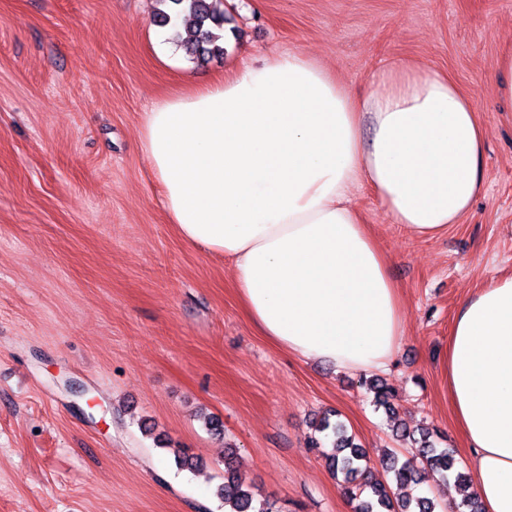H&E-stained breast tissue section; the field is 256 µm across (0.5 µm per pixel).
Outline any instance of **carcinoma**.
I'll use <instances>...</instances> for the list:
<instances>
[{
  "label": "carcinoma",
  "mask_w": 512,
  "mask_h": 512,
  "mask_svg": "<svg viewBox=\"0 0 512 512\" xmlns=\"http://www.w3.org/2000/svg\"><path fill=\"white\" fill-rule=\"evenodd\" d=\"M164 9L158 11L155 23L171 32L172 40L183 48L189 60L205 63L213 58L224 56L225 25L229 18L218 9L215 0H159ZM360 385L373 393V403L395 415L390 404L394 396L392 388L376 376H362ZM315 432L332 437L331 451L322 452L328 467L341 477L339 485L342 493L357 502L356 512H436L439 503L427 496L413 499L393 498L392 486L416 485L421 473L432 472L443 481L453 479L461 496V506L469 512H481V506L474 493L469 476L458 467L455 451L439 448L433 433L423 429L416 440V454L404 460L386 448L379 455L378 465L386 474V479L376 478L375 466L356 442L355 436L348 433L340 422H331L324 416L312 422ZM234 453L224 457V483L219 486L217 495L224 502V512H273L266 503L255 505L250 485L242 478L233 465Z\"/></svg>",
  "instance_id": "cac0c4a2"
}]
</instances>
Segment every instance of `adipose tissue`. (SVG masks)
I'll return each instance as SVG.
<instances>
[{
    "instance_id": "1",
    "label": "adipose tissue",
    "mask_w": 512,
    "mask_h": 512,
    "mask_svg": "<svg viewBox=\"0 0 512 512\" xmlns=\"http://www.w3.org/2000/svg\"><path fill=\"white\" fill-rule=\"evenodd\" d=\"M140 147L170 222L224 259L260 336L357 372L385 368L406 328L352 190L368 186L393 223L431 239L485 183L473 98L401 61L356 96L305 52L274 53L156 104ZM445 376L473 488L485 512H512V275L459 306Z\"/></svg>"
}]
</instances>
